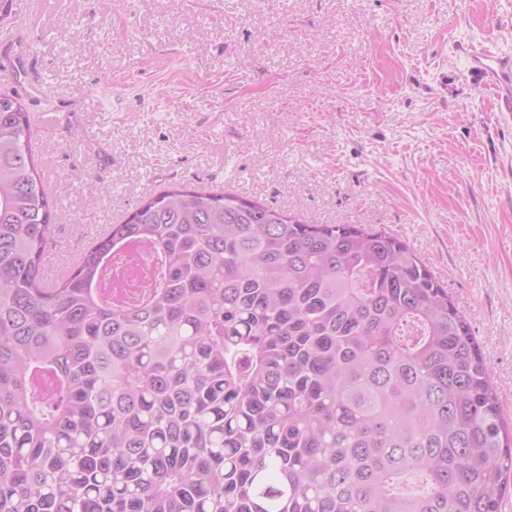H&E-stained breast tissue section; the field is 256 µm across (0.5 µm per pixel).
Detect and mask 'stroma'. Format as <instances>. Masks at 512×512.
Wrapping results in <instances>:
<instances>
[{
	"label": "stroma",
	"instance_id": "obj_1",
	"mask_svg": "<svg viewBox=\"0 0 512 512\" xmlns=\"http://www.w3.org/2000/svg\"><path fill=\"white\" fill-rule=\"evenodd\" d=\"M16 36L35 67L0 94L30 116L58 265L182 184L386 231L468 319L512 427V97L461 49L512 53V0H49Z\"/></svg>",
	"mask_w": 512,
	"mask_h": 512
}]
</instances>
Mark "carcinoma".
Wrapping results in <instances>:
<instances>
[{
  "label": "carcinoma",
  "instance_id": "cac0c4a2",
  "mask_svg": "<svg viewBox=\"0 0 512 512\" xmlns=\"http://www.w3.org/2000/svg\"><path fill=\"white\" fill-rule=\"evenodd\" d=\"M54 212L0 96V512H500L512 433L404 241L178 186L48 283Z\"/></svg>",
  "mask_w": 512,
  "mask_h": 512
}]
</instances>
